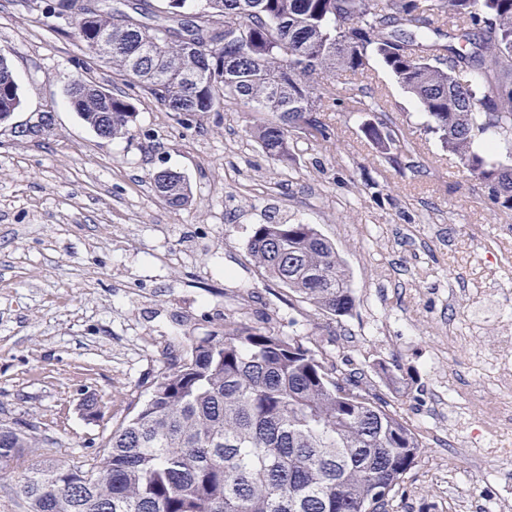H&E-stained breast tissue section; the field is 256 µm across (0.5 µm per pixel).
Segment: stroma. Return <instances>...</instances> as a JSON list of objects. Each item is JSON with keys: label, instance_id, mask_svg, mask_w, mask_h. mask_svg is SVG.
I'll return each instance as SVG.
<instances>
[{"label": "stroma", "instance_id": "35a3bbf8", "mask_svg": "<svg viewBox=\"0 0 512 512\" xmlns=\"http://www.w3.org/2000/svg\"><path fill=\"white\" fill-rule=\"evenodd\" d=\"M0 53L21 95L0 124V420L35 425L55 460L99 454L170 356L236 312L363 370L419 435L426 450L391 512H512V456L491 451L512 424L488 419L505 399L497 361L512 357L492 341L512 321V212L425 132L384 68L336 76L320 114L332 139L292 133L284 167L245 134L264 113L234 100L202 117L167 112L53 14L0 0ZM79 76L134 103L132 138L84 125L66 95ZM357 93L380 113L358 111ZM46 112L50 131L29 134ZM377 119L402 132L419 173L364 136ZM163 169L189 181L188 206L158 199L151 177ZM271 217L316 225L335 245L350 314L317 313L263 278L247 240ZM90 395L95 421L80 411Z\"/></svg>", "mask_w": 512, "mask_h": 512}]
</instances>
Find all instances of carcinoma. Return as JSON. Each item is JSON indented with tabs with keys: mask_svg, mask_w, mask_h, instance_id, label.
I'll list each match as a JSON object with an SVG mask.
<instances>
[{
	"mask_svg": "<svg viewBox=\"0 0 512 512\" xmlns=\"http://www.w3.org/2000/svg\"><path fill=\"white\" fill-rule=\"evenodd\" d=\"M166 2L158 11L128 0L137 25L117 19L115 0H57L54 12L87 54L170 112L204 116L239 100L269 114L247 136L284 166L290 131L331 138L318 117L328 81L377 61L417 99L425 131L512 211V0H341L340 10L336 0H192L189 13L187 0ZM67 95L96 134L132 136L128 98L79 76ZM20 103L1 54L0 124ZM365 135L390 163L417 171L393 152L395 130L379 121ZM493 141L505 156L482 149ZM152 187L171 207L191 202L177 172L155 173ZM247 247L267 279L315 311L354 308L345 265L316 225L257 224ZM39 444L34 425L0 421V474ZM424 452L336 357L230 315L171 356L101 458L37 460L19 493L27 512H389Z\"/></svg>",
	"mask_w": 512,
	"mask_h": 512,
	"instance_id": "cac0c4a2",
	"label": "carcinoma"
}]
</instances>
